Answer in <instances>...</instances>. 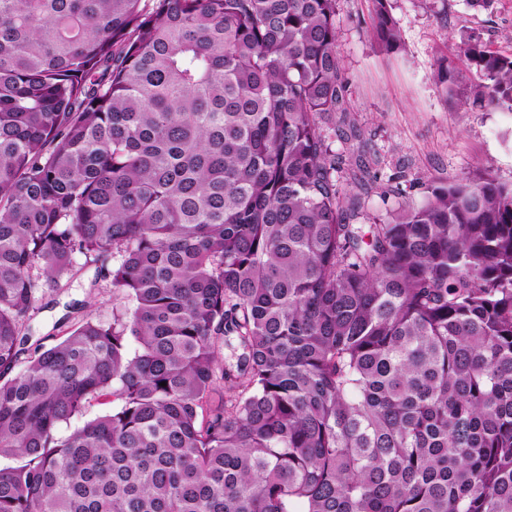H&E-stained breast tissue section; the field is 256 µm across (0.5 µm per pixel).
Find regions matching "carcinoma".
Instances as JSON below:
<instances>
[{"instance_id": "cac0c4a2", "label": "carcinoma", "mask_w": 512, "mask_h": 512, "mask_svg": "<svg viewBox=\"0 0 512 512\" xmlns=\"http://www.w3.org/2000/svg\"><path fill=\"white\" fill-rule=\"evenodd\" d=\"M338 3L0 0V512H512V184L367 223ZM436 77L512 112L474 33ZM79 258L132 306L18 368ZM112 397L101 399L91 403L83 416L75 418L69 424H63L60 428L61 434L67 435L74 431L76 428L81 427L86 421L94 419L98 416L112 412Z\"/></svg>"}]
</instances>
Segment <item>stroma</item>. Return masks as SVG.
Here are the masks:
<instances>
[{
	"label": "stroma",
	"instance_id": "1",
	"mask_svg": "<svg viewBox=\"0 0 512 512\" xmlns=\"http://www.w3.org/2000/svg\"><path fill=\"white\" fill-rule=\"evenodd\" d=\"M401 47L381 50L372 37L373 0H340L337 54L348 87L349 118L359 132L370 173L388 194L371 191L369 217L389 219L405 190L421 204L423 183H453L481 172L512 183V113L475 104L458 107L437 79V60L452 53L461 33L473 32L492 50L512 55V0L488 8L468 0H390ZM126 303L95 265L79 266L60 288H40L24 330L27 355L56 344L85 315L108 321Z\"/></svg>",
	"mask_w": 512,
	"mask_h": 512
}]
</instances>
